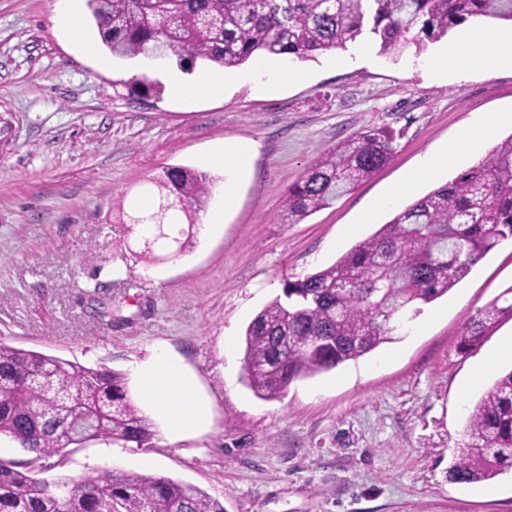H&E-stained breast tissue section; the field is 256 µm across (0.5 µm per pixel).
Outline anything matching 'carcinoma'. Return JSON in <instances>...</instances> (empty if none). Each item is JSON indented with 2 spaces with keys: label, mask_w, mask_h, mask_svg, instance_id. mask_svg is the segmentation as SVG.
Returning <instances> with one entry per match:
<instances>
[{
  "label": "carcinoma",
  "mask_w": 512,
  "mask_h": 512,
  "mask_svg": "<svg viewBox=\"0 0 512 512\" xmlns=\"http://www.w3.org/2000/svg\"><path fill=\"white\" fill-rule=\"evenodd\" d=\"M102 45L121 60L159 53L187 72L197 62L235 69L253 55L304 60L344 49L362 34L399 54L435 42L456 26L512 22V0H87ZM131 93L160 94L142 76ZM392 153V137L365 129L312 163L288 189L283 220L297 222L371 178ZM158 196L128 215L127 232L153 245L194 238L197 212L214 179L172 166L154 180ZM512 239V134L467 171L419 197L330 266L284 281L282 294L244 335L245 385L265 400L295 380L356 360L390 340L418 305L451 291L501 241ZM512 319V285L465 327L460 347L477 346ZM0 434L31 456L28 467L0 462V512H224L199 488L167 477L93 471L79 479L33 475L90 440L142 447L153 424L128 396L125 376L19 350L0 342ZM466 440L448 479L480 483L512 468V369L471 408Z\"/></svg>",
  "instance_id": "obj_1"
}]
</instances>
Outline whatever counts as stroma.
Wrapping results in <instances>:
<instances>
[{
    "mask_svg": "<svg viewBox=\"0 0 512 512\" xmlns=\"http://www.w3.org/2000/svg\"><path fill=\"white\" fill-rule=\"evenodd\" d=\"M52 0H0V340L17 349L107 368L151 419L148 446L94 440L67 448L45 479L94 469L163 476L196 486L224 512H512V472L494 497L450 482L467 409L512 359L480 379L474 363L512 337L500 322L478 346L465 326L512 285V240L490 251L447 298L423 305L408 333L365 356L293 381L263 400L243 382L244 333L284 279L326 268L394 212L460 172L420 181L415 195L375 210L401 174L452 142L482 112L512 113V69L426 72L419 62L449 38L393 57L335 65L263 55L276 71L183 102L163 89L135 98L134 65L108 58L89 19L61 29ZM366 128L394 136L390 161L329 208L280 220L284 197L337 143ZM227 143L255 145L225 205ZM208 169L206 211L222 210L184 255L149 263L117 224L119 199L151 192L166 167ZM165 347L194 376L206 427L168 441L141 402L134 367Z\"/></svg>",
    "mask_w": 512,
    "mask_h": 512,
    "instance_id": "35a3bbf8",
    "label": "stroma"
}]
</instances>
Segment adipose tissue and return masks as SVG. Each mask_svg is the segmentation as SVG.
Instances as JSON below:
<instances>
[{"label":"adipose tissue","mask_w":512,"mask_h":512,"mask_svg":"<svg viewBox=\"0 0 512 512\" xmlns=\"http://www.w3.org/2000/svg\"><path fill=\"white\" fill-rule=\"evenodd\" d=\"M475 64L489 71L512 67V30H476L466 24L459 26L455 43L442 55L438 65L460 73ZM162 76L174 94L185 101L202 95L223 94L226 86L243 80L242 75L227 74L205 77L192 84L174 71H163ZM505 120H512L511 112L477 116L472 127L461 131L452 145L406 172L394 188V195L413 191L423 178L434 176L442 166L459 162L480 150L484 134ZM137 377L140 398L157 407L169 439L197 432L204 426L206 405L196 393L193 377L164 350H157L149 361L140 364Z\"/></svg>","instance_id":"1"}]
</instances>
